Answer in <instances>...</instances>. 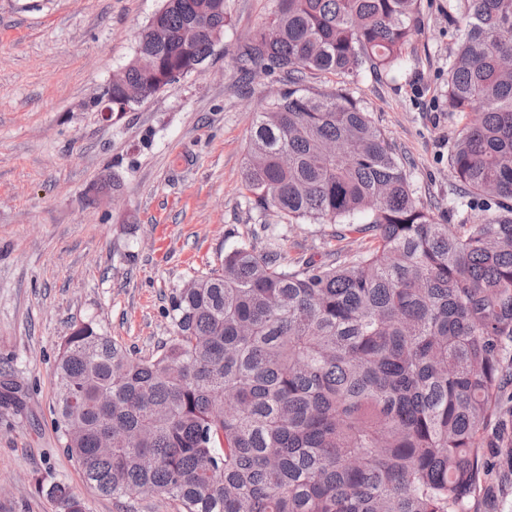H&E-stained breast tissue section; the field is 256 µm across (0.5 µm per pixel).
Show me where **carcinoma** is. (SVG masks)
<instances>
[{
  "instance_id": "obj_1",
  "label": "carcinoma",
  "mask_w": 512,
  "mask_h": 512,
  "mask_svg": "<svg viewBox=\"0 0 512 512\" xmlns=\"http://www.w3.org/2000/svg\"><path fill=\"white\" fill-rule=\"evenodd\" d=\"M95 102L126 112L205 65L227 0H163ZM446 97L465 123L448 156L474 224H443L360 103L304 88L400 68L422 0H275L240 45L288 77L257 113L243 183L288 224L371 237L319 262L239 245L172 297L174 336L134 357L91 322L55 367L64 452L103 496L179 512H468L484 426L512 381V0H458ZM112 447H100L107 425ZM55 512H85L63 483Z\"/></svg>"
}]
</instances>
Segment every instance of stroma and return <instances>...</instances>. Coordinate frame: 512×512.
<instances>
[{"mask_svg":"<svg viewBox=\"0 0 512 512\" xmlns=\"http://www.w3.org/2000/svg\"><path fill=\"white\" fill-rule=\"evenodd\" d=\"M230 28L204 74L177 79L131 111L103 116L94 100L135 49L161 0H0V512H54L41 493L67 484L88 512H177L159 496L99 495L64 452L54 423V366L74 325L91 322L136 356L172 336L171 300L193 276L221 267L239 244L266 246L263 225L289 260L320 255L333 224H288L247 203L249 130L282 88L256 73L243 83L242 41L274 0H227ZM456 31L448 0L424 6L401 68L348 82L308 76L315 91L360 102L402 158L436 217L458 223L448 173L461 126L445 96ZM122 189L91 201L102 176ZM469 512H512V386L484 431Z\"/></svg>","mask_w":512,"mask_h":512,"instance_id":"1","label":"stroma"}]
</instances>
